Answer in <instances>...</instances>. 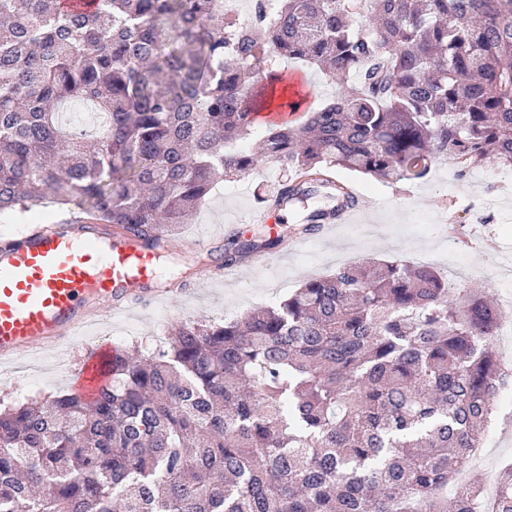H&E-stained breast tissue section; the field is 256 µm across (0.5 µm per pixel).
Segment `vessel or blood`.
Returning a JSON list of instances; mask_svg holds the SVG:
<instances>
[{
	"instance_id": "vessel-or-blood-1",
	"label": "vessel or blood",
	"mask_w": 512,
	"mask_h": 512,
	"mask_svg": "<svg viewBox=\"0 0 512 512\" xmlns=\"http://www.w3.org/2000/svg\"><path fill=\"white\" fill-rule=\"evenodd\" d=\"M172 294L159 280L156 250L81 237L70 219L29 227L13 252L0 253V364L74 343L91 320ZM109 361L106 346L88 348L77 390L97 397Z\"/></svg>"
}]
</instances>
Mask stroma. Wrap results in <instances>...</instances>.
I'll return each instance as SVG.
<instances>
[{
  "mask_svg": "<svg viewBox=\"0 0 512 512\" xmlns=\"http://www.w3.org/2000/svg\"><path fill=\"white\" fill-rule=\"evenodd\" d=\"M281 175L279 166L269 164L245 181H228L213 191L192 223L179 227L183 255H197L198 237L212 234L210 266L220 268L230 224L258 207L259 196L276 192ZM336 175L363 198L368 212L360 223L339 225L332 241L317 234L304 238L300 245L276 251L269 264L248 267L235 281L218 279L148 311L101 321L93 329V341L112 347L136 344L150 352L164 344L176 323L236 319L277 303L309 277L369 259H422L442 272L461 264L470 269L465 287L486 292L501 310L512 302V257L506 253L512 245V170L490 162L460 178L452 164L442 162L422 180L386 183L341 169ZM77 212V207L47 200L20 216L1 214L0 244L28 225L57 222ZM84 353L77 345L60 353L49 351L40 356L39 370L21 368L0 379V403L17 405L73 391L70 369H56L55 363L63 355L71 366L78 364ZM507 462H512V406L504 403L494 413L479 458L469 466L470 476L482 480L486 471Z\"/></svg>",
  "mask_w": 512,
  "mask_h": 512,
  "instance_id": "35a3bbf8",
  "label": "stroma"
}]
</instances>
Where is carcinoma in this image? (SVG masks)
<instances>
[{"instance_id": "cac0c4a2", "label": "carcinoma", "mask_w": 512, "mask_h": 512, "mask_svg": "<svg viewBox=\"0 0 512 512\" xmlns=\"http://www.w3.org/2000/svg\"><path fill=\"white\" fill-rule=\"evenodd\" d=\"M367 16L373 24H366ZM340 85L312 108L268 64ZM91 102L97 129L55 106ZM295 114L263 122L262 110ZM257 137L258 150H232ZM512 168V0H0V213L46 199L166 257L224 180L278 163L261 198L310 234L349 206L333 172L384 182ZM263 232L224 265L274 251ZM499 311L432 267H337L275 306L187 320L146 355L113 348L111 381L0 409V512H472L482 447L512 368ZM492 512H512V466Z\"/></svg>"}]
</instances>
